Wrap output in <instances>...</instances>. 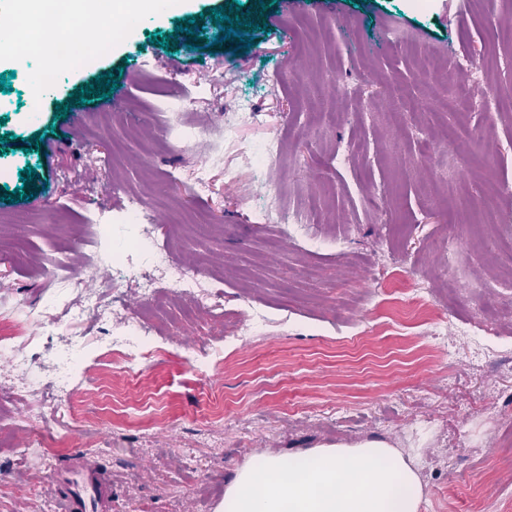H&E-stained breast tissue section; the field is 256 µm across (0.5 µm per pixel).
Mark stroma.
Masks as SVG:
<instances>
[{"instance_id":"1","label":"stroma","mask_w":512,"mask_h":512,"mask_svg":"<svg viewBox=\"0 0 512 512\" xmlns=\"http://www.w3.org/2000/svg\"><path fill=\"white\" fill-rule=\"evenodd\" d=\"M226 2L178 0L175 12L145 15L106 55L62 75L36 112L28 66L0 61L15 74L0 93V135L44 138L39 152L8 145L0 187H19L29 166L47 183L31 201L0 200V277L17 303L1 332L35 326L50 257L90 250V225L129 194L150 205L172 271L219 288L225 316L245 298L268 315L259 335L226 346L206 314L142 308L166 346L133 376L95 357L111 309L95 322L63 318L62 334L89 351L88 383L72 405L49 391L32 409L49 461L21 460L28 430L0 424V467L15 475L0 485V512L53 501L45 465L65 471L77 453L111 475L109 512H217L255 456L364 439L412 465L426 491L419 512H481L502 496L512 512V364L495 363L512 357V223L501 221L512 215V0L485 16L459 14L454 0H277L265 10L241 0L269 26L249 51L151 43L187 16L199 36L219 34L203 13ZM394 31L464 65L485 95L438 117L417 108L445 89L389 52ZM119 66L111 100L70 104ZM216 66L223 79L200 84ZM238 103L257 119L223 143L208 189L195 190L201 155L165 130L217 131ZM460 124L474 136L468 149L425 155ZM271 135L288 141L272 181L241 153ZM110 182L117 192H104ZM272 192L303 218L321 212L318 246L256 224Z\"/></svg>"}]
</instances>
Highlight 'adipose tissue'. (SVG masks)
<instances>
[{"label": "adipose tissue", "instance_id": "ef3b65f1", "mask_svg": "<svg viewBox=\"0 0 512 512\" xmlns=\"http://www.w3.org/2000/svg\"><path fill=\"white\" fill-rule=\"evenodd\" d=\"M416 471L382 440L255 457L224 492L221 512H419Z\"/></svg>", "mask_w": 512, "mask_h": 512}]
</instances>
